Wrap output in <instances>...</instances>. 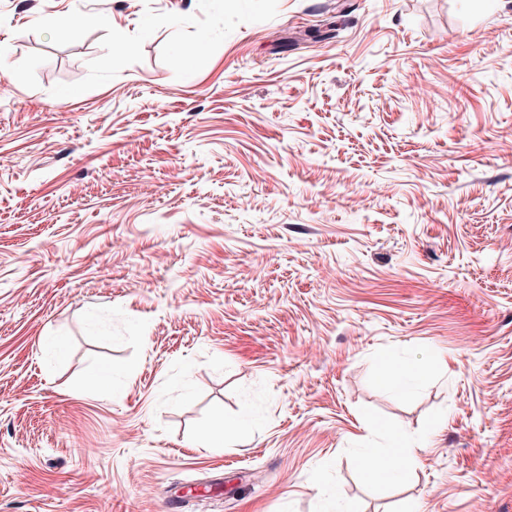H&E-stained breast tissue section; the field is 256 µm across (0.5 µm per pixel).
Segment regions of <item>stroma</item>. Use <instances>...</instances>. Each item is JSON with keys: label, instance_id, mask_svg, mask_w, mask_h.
<instances>
[{"label": "stroma", "instance_id": "1", "mask_svg": "<svg viewBox=\"0 0 512 512\" xmlns=\"http://www.w3.org/2000/svg\"><path fill=\"white\" fill-rule=\"evenodd\" d=\"M0 48V512H512V0H0ZM247 430V426L241 420L221 419L220 424L213 430L205 432L203 440L214 445L217 442H224L229 436H240ZM397 451L394 455H364L360 460L367 473L382 479H393L396 472Z\"/></svg>", "mask_w": 512, "mask_h": 512}]
</instances>
